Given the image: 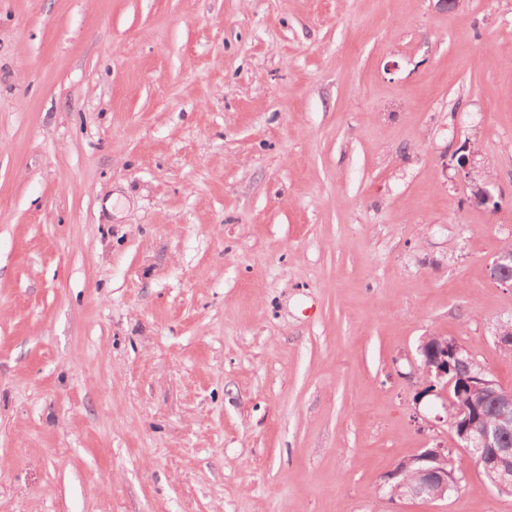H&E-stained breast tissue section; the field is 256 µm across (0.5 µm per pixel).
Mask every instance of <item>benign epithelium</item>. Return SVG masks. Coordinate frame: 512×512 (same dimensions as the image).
<instances>
[{
  "label": "benign epithelium",
  "instance_id": "7a95c632",
  "mask_svg": "<svg viewBox=\"0 0 512 512\" xmlns=\"http://www.w3.org/2000/svg\"><path fill=\"white\" fill-rule=\"evenodd\" d=\"M476 154L471 151L455 155L458 172L469 180L471 198L481 205H496L489 182L476 177ZM490 278L512 288V250L503 249L489 267ZM496 345L512 349V319L502 321L495 332ZM418 370L427 377L429 393L442 399L443 410H448V389L460 382L473 386L491 401L490 412L494 418L488 423L485 416H470L461 407L449 417L438 421L449 426L458 438L457 447L463 456L477 465L491 464L502 456L512 455V389H506L489 378L487 372L464 353L458 343L446 336H427L418 348ZM414 467L411 480H398L394 472L389 495L401 500H442L448 497V448L438 443L431 448H421L409 461Z\"/></svg>",
  "mask_w": 512,
  "mask_h": 512
}]
</instances>
